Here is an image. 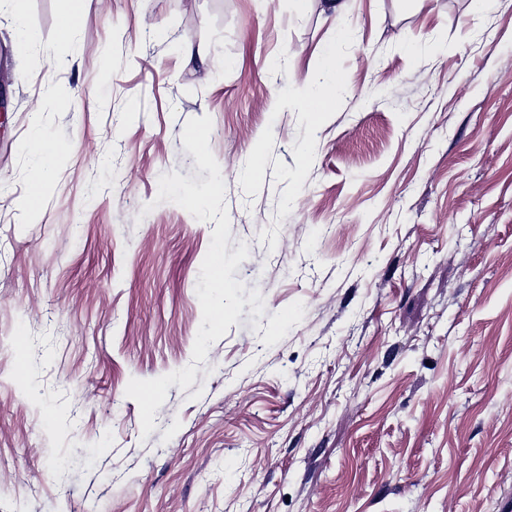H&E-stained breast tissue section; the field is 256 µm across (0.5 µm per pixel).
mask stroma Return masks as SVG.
<instances>
[{"mask_svg": "<svg viewBox=\"0 0 512 512\" xmlns=\"http://www.w3.org/2000/svg\"><path fill=\"white\" fill-rule=\"evenodd\" d=\"M64 7L0 16V512H512V0ZM315 90L306 100L314 122H319L326 112L335 109L336 94L343 84V76L330 49L323 52V72Z\"/></svg>", "mask_w": 512, "mask_h": 512, "instance_id": "1", "label": "stroma"}]
</instances>
